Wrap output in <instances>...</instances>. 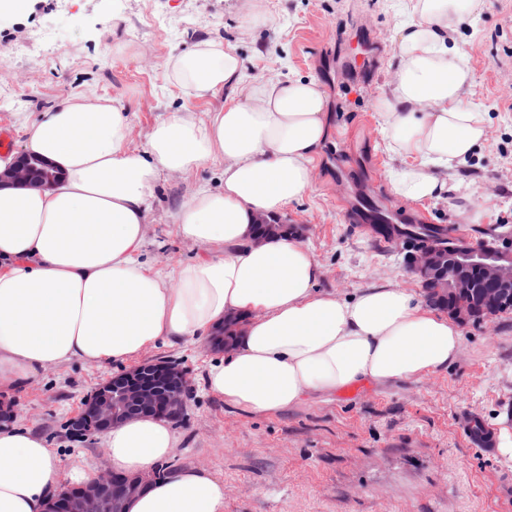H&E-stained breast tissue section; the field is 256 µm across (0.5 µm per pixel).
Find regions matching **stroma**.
Instances as JSON below:
<instances>
[{
  "instance_id": "stroma-1",
  "label": "stroma",
  "mask_w": 512,
  "mask_h": 512,
  "mask_svg": "<svg viewBox=\"0 0 512 512\" xmlns=\"http://www.w3.org/2000/svg\"><path fill=\"white\" fill-rule=\"evenodd\" d=\"M30 0L26 14H0V130L22 152L25 123L59 99L82 93L120 102L131 146L143 149L156 123L180 111L206 119L245 98L258 80L312 79L326 95L329 134L312 166L313 184L283 215L323 270L319 289L349 297L392 282L423 295L397 244L380 246L351 224L354 202L384 196L401 217L423 213L470 242H512V0H477L448 29L471 72L462 102L485 114L488 136L449 171L447 198L395 195L376 99L390 92L404 0ZM54 31L57 45L37 42ZM203 40L230 45L245 61L241 82L206 98L166 78L171 57ZM221 163L163 173L139 257L172 275L208 249L183 240L176 214L202 187L220 188ZM462 348L447 369L410 381L312 393L288 409L255 414L224 404L204 386L221 358L211 342L161 343L145 360H174L192 396L174 427L180 446L168 464L208 469L224 483V512H512L497 494L512 456L469 445L465 417L512 433V313L460 328ZM123 365L73 361L42 372L11 394L15 425L44 437L61 460L105 471L102 436L77 439L67 423L99 383Z\"/></svg>"
}]
</instances>
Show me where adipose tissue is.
<instances>
[{
    "label": "adipose tissue",
    "mask_w": 512,
    "mask_h": 512,
    "mask_svg": "<svg viewBox=\"0 0 512 512\" xmlns=\"http://www.w3.org/2000/svg\"><path fill=\"white\" fill-rule=\"evenodd\" d=\"M472 0H410L395 44L393 93L378 111L387 150L408 157L391 170L393 192L442 197V171L487 135L483 113L459 101L470 79L448 47L449 20ZM244 70L227 45L206 41L173 57L170 83L204 97ZM326 98L313 80L267 81L198 121L173 112L141 154L129 146L120 104L90 94L56 103L25 128L24 149L60 173L49 189H0V394L50 365L127 363L171 340H206L226 319L245 322L227 356L212 362L206 389L226 405L274 413L312 392L413 380L447 368L462 336L454 320L387 283L342 298L316 287L321 270L293 238L252 241L257 216L275 215L312 185L326 140ZM223 161L224 185L203 189L176 214L186 241L212 254L178 267L175 287L138 252L162 172ZM107 465L144 473L179 445L170 421L137 418L104 434ZM60 463L29 430L0 428V512H46ZM129 512H224V484L202 468L154 482Z\"/></svg>",
    "instance_id": "ef3b65f1"
}]
</instances>
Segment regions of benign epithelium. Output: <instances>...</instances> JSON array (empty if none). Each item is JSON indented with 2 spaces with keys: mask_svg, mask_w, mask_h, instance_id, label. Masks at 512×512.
<instances>
[{
  "mask_svg": "<svg viewBox=\"0 0 512 512\" xmlns=\"http://www.w3.org/2000/svg\"><path fill=\"white\" fill-rule=\"evenodd\" d=\"M58 172L42 160L22 153L15 165L0 173V188L25 185L45 188ZM410 270L448 298V314L467 324L512 310V249L486 244L461 246L435 242L407 253ZM492 285L490 304H468L461 297L477 291L479 282ZM190 389L186 373L173 362L151 360L116 374L100 384L71 421L76 433L102 434L130 419L182 416ZM157 472L120 475L99 473L76 486L65 485L47 512H127V505L154 480Z\"/></svg>",
  "mask_w": 512,
  "mask_h": 512,
  "instance_id": "benign-epithelium-1",
  "label": "benign epithelium"
}]
</instances>
